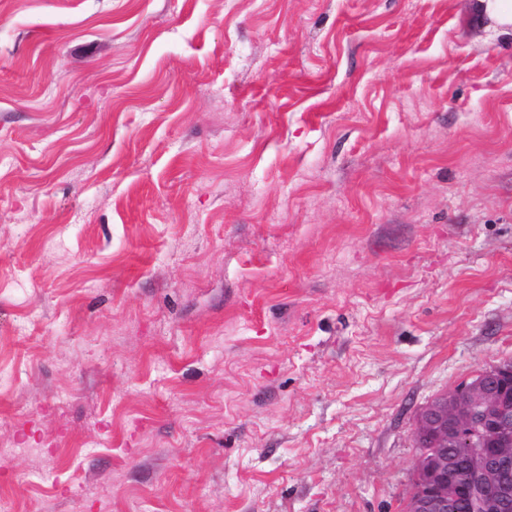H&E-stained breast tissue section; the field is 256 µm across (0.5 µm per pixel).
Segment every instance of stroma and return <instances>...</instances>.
I'll return each mask as SVG.
<instances>
[{"label":"stroma","mask_w":512,"mask_h":512,"mask_svg":"<svg viewBox=\"0 0 512 512\" xmlns=\"http://www.w3.org/2000/svg\"><path fill=\"white\" fill-rule=\"evenodd\" d=\"M512 360V39L471 0H0V496L404 512Z\"/></svg>","instance_id":"35a3bbf8"}]
</instances>
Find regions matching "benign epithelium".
Segmentation results:
<instances>
[{"mask_svg": "<svg viewBox=\"0 0 512 512\" xmlns=\"http://www.w3.org/2000/svg\"><path fill=\"white\" fill-rule=\"evenodd\" d=\"M415 440L422 451L406 512H449L448 486L456 482L468 512H512V361L431 400L417 415Z\"/></svg>", "mask_w": 512, "mask_h": 512, "instance_id": "benign-epithelium-1", "label": "benign epithelium"}]
</instances>
